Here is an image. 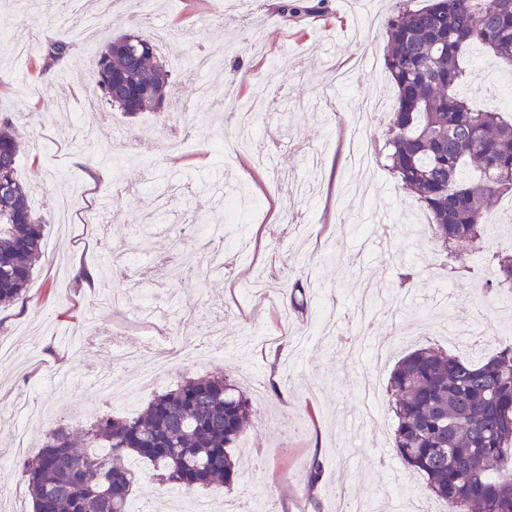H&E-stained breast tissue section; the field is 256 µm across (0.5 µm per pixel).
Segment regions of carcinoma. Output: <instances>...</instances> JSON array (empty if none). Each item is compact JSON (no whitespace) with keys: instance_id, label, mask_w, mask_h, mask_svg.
I'll return each instance as SVG.
<instances>
[{"instance_id":"carcinoma-1","label":"carcinoma","mask_w":512,"mask_h":512,"mask_svg":"<svg viewBox=\"0 0 512 512\" xmlns=\"http://www.w3.org/2000/svg\"><path fill=\"white\" fill-rule=\"evenodd\" d=\"M56 38L42 74L73 47L83 19L64 0ZM386 67L396 88L385 148L402 189L429 213L442 244L483 251L493 201L512 193V120L477 111L465 96L476 75L465 58L479 46L512 65V0H427L404 7L386 23ZM171 70L153 42L121 33L106 42L95 84L104 104L127 115L162 111ZM18 135L0 128V307L26 301L41 254L45 220L30 204L31 187L17 176ZM491 286L512 294V255L496 256ZM311 285L297 279L290 309L304 310ZM396 396L393 449L421 474L446 512H512V341L479 362L435 347L414 349L389 379ZM251 397L229 375L188 379L132 415L97 417L78 439L52 429L40 452L22 465L33 512H128L136 456L177 488L231 483L233 449L251 425ZM115 478L125 493L102 490Z\"/></svg>"}]
</instances>
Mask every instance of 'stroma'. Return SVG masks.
Masks as SVG:
<instances>
[{
	"label": "stroma",
	"mask_w": 512,
	"mask_h": 512,
	"mask_svg": "<svg viewBox=\"0 0 512 512\" xmlns=\"http://www.w3.org/2000/svg\"><path fill=\"white\" fill-rule=\"evenodd\" d=\"M155 0L153 17L116 0L97 17L93 39L74 32L67 78L39 73L43 46L54 39L52 15L37 0H0V122L21 141L18 173L32 188V206L46 221L42 253L22 305L0 311V338L13 354L0 359V505L32 512L21 464L35 456L48 430L88 427L84 411L94 395L86 381L111 371L115 399L102 410H140L177 381L221 372L238 379L278 382L270 405H255L244 440L246 461L233 484L187 491L158 481L149 465L137 468L131 500L142 512H169L177 497L204 498L212 512H240L251 500L266 512H332L336 491L370 504L373 512L419 507L438 512L422 475L393 458L396 420L390 373L407 352L431 345L467 359L494 354L499 339L475 330L472 311L488 296L494 251L512 250V207L499 198L490 236L497 248L470 255L442 246L419 202L405 192L384 159L395 90L384 65L385 20L397 0H323L313 15L281 13L283 0ZM133 30L153 39L167 58L182 49L224 57L221 69L200 78L173 70L166 112L125 117L89 110L91 72L112 33ZM378 61L363 71L360 58ZM373 95L384 109L370 134L377 153L371 173L349 158V128L357 97ZM260 113L253 148L214 163L210 151L234 129L236 113L252 102ZM123 149L121 177L106 173L90 184L93 156ZM247 185L245 214L254 218L248 250L252 265L230 276L214 274L198 287L164 282V264L204 266V239L177 235L193 209L209 210L226 238L223 198ZM109 211L84 216L97 198ZM69 207V229L55 224ZM166 222H155L159 211ZM151 244L139 271L115 270L113 255ZM99 284L124 292L123 307L99 304L97 292L75 279L79 268ZM313 286L305 312L288 310V283ZM382 281L397 318L379 315L363 326L355 314L368 282ZM184 332L202 345L199 358L145 381L132 407L118 396L136 364L113 365L112 346L141 345ZM389 341L377 361L345 350L368 336ZM377 384L378 426L357 429L364 383ZM323 469L316 488L307 472L313 456Z\"/></svg>",
	"instance_id": "obj_1"
}]
</instances>
